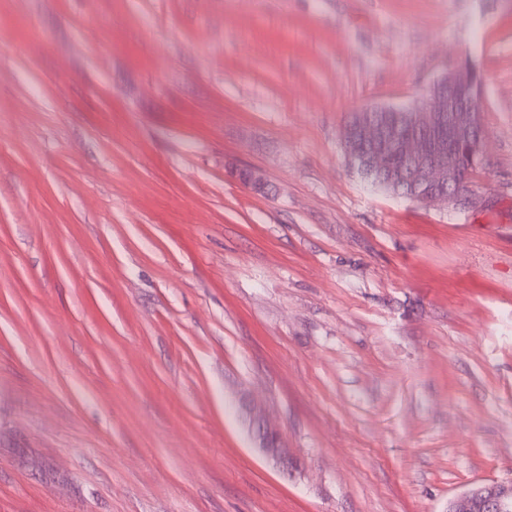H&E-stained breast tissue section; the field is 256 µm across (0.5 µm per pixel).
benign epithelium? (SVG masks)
<instances>
[{
  "label": "benign epithelium",
  "instance_id": "obj_1",
  "mask_svg": "<svg viewBox=\"0 0 512 512\" xmlns=\"http://www.w3.org/2000/svg\"><path fill=\"white\" fill-rule=\"evenodd\" d=\"M479 83L475 71L461 64L429 85L424 106L362 109L347 127L345 147L361 144L368 169L397 188L408 183L423 189L418 195L422 202L473 207L478 196L460 187L459 173L480 163ZM241 411L251 421L261 452L288 467V452L277 430L245 401ZM448 512H512V480L473 487L453 499Z\"/></svg>",
  "mask_w": 512,
  "mask_h": 512
}]
</instances>
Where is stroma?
<instances>
[{
    "label": "stroma",
    "instance_id": "1",
    "mask_svg": "<svg viewBox=\"0 0 512 512\" xmlns=\"http://www.w3.org/2000/svg\"><path fill=\"white\" fill-rule=\"evenodd\" d=\"M465 61L480 204L367 189L353 114ZM509 479L512 0H0V512H445ZM241 411L251 421L252 428L259 442L258 448L261 452L275 463L288 468V452L283 448L284 446L277 430L267 426L261 416L256 412H252L250 405L245 401L241 402Z\"/></svg>",
    "mask_w": 512,
    "mask_h": 512
}]
</instances>
